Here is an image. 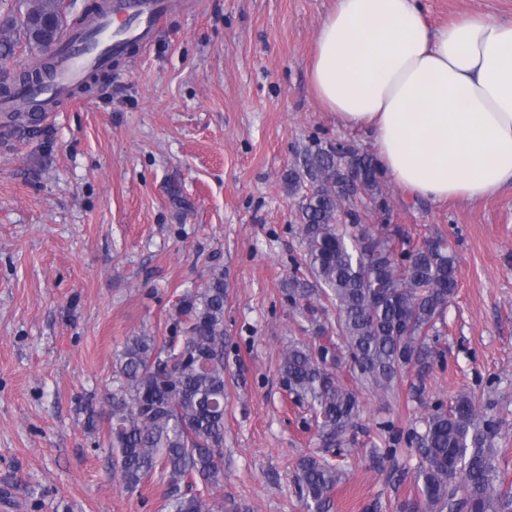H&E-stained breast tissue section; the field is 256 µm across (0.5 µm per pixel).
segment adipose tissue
I'll return each instance as SVG.
<instances>
[{"instance_id":"1","label":"adipose tissue","mask_w":512,"mask_h":512,"mask_svg":"<svg viewBox=\"0 0 512 512\" xmlns=\"http://www.w3.org/2000/svg\"><path fill=\"white\" fill-rule=\"evenodd\" d=\"M308 80L340 123L371 133L411 197L477 203L512 188V20L434 27L418 0H336Z\"/></svg>"}]
</instances>
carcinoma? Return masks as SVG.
Listing matches in <instances>:
<instances>
[{"mask_svg":"<svg viewBox=\"0 0 512 512\" xmlns=\"http://www.w3.org/2000/svg\"><path fill=\"white\" fill-rule=\"evenodd\" d=\"M63 0H20L21 11L0 28L45 53L62 38ZM31 71L0 79V96H13ZM358 167L361 188L347 189V170ZM373 156L348 146L318 148L303 171L288 172L298 201L304 244L288 279V302L311 327L315 343L291 342L283 351L281 384L308 405L324 454L298 465L297 485L312 512H327L342 470L326 453L362 428L356 391L336 373L349 367L364 388L386 396L405 378L423 400L424 381L438 354L437 324L457 288L455 255L441 239L411 245L400 230L343 224L350 208L369 197L386 208ZM224 274L185 293L176 310L183 335L131 336L112 376L108 431L114 469L127 490L157 471L169 487L168 512H224ZM336 308L328 322L326 304ZM423 431L410 429L405 444L423 462L414 474L416 493L398 512H512V484L500 473L494 447L498 422L474 392L457 394L449 407L427 408Z\"/></svg>","mask_w":512,"mask_h":512,"instance_id":"obj_1","label":"carcinoma"}]
</instances>
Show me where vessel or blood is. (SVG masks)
Segmentation results:
<instances>
[{"label":"vessel or blood","instance_id":"b4317fda","mask_svg":"<svg viewBox=\"0 0 512 512\" xmlns=\"http://www.w3.org/2000/svg\"><path fill=\"white\" fill-rule=\"evenodd\" d=\"M166 10L165 0H121L115 11L105 12L79 39L66 42L61 62L52 78L40 89L19 88L9 107H39L64 97L92 70H105L113 54L126 43L147 42Z\"/></svg>","mask_w":512,"mask_h":512}]
</instances>
